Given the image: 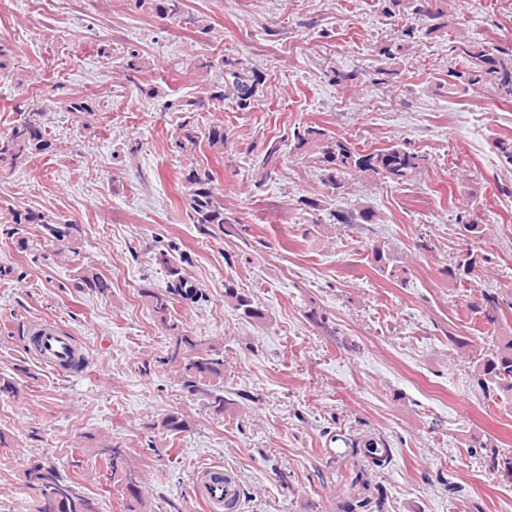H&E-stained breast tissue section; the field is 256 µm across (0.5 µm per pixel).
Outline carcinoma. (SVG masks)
Instances as JSON below:
<instances>
[{"label": "carcinoma", "instance_id": "cac0c4a2", "mask_svg": "<svg viewBox=\"0 0 512 512\" xmlns=\"http://www.w3.org/2000/svg\"><path fill=\"white\" fill-rule=\"evenodd\" d=\"M154 2V9L166 16L178 17L184 7L183 0ZM457 50L461 66L449 67L448 90L474 92L487 89L499 102L511 106L512 57L507 58L483 45L470 43L461 44ZM224 76L230 78L229 84L237 94L239 105L247 106L254 92V83L237 70L229 69ZM222 98L224 90L220 89L208 98L194 101L177 99L172 106L181 112H202L209 109L210 101ZM45 112L43 106L31 105L20 114L6 134L0 135V171L12 172L32 158L52 151L53 142L43 120ZM296 140L299 147L313 151L321 180L334 190L344 188L346 178L354 173L400 185L410 181L420 167L421 156L400 144L372 152L360 151L348 142L328 136L324 129L316 126L296 132ZM184 179L192 222L204 233L209 232L210 226L215 224L224 228V203L213 187L212 173L200 166L192 167L187 170ZM374 217V212L368 208L333 215L335 220L348 225L369 224ZM8 223L12 227L6 230V235L17 237L19 244L25 243L24 237L20 236L22 229L32 227L45 245L54 246L59 252L75 244L81 233L78 224L57 222L26 209L12 212ZM373 253L383 276L393 282L405 281L406 267L390 256L386 246L380 244L373 247ZM158 261L167 271L169 280L165 288L147 286L142 294L148 299L153 316L173 337L172 350L167 353L163 363L178 364L177 373L182 389L200 398L210 413L220 418L229 404V398L224 396V353L207 340L184 333L175 312L176 303L198 300L203 295L202 289L191 280L183 267L186 262L184 255L162 252ZM489 261L488 255L466 248L457 252L445 269V274L451 281L470 286L477 271ZM74 281L77 288H89L103 296L110 293L105 278L86 267L77 268ZM224 297L236 309L243 311L246 317L262 318L258 307L254 306L248 295L239 291L234 282L224 284ZM472 307L484 315L487 324L498 323L500 305L494 296L478 295ZM471 363L480 386L488 391V396L512 407V336L495 337L489 347L472 354ZM157 428L164 433L177 435L187 431L189 425L182 414L173 411L157 424ZM347 445L351 448V455H360L375 467L385 465L390 459V449L383 441L351 439ZM481 449L484 450L482 458L485 468L512 483V451L503 452L486 444ZM96 455L106 465L112 486L127 493L130 500L143 504L142 478L128 462L126 449L112 442L97 448ZM25 477L28 486L39 492L42 506L37 512H46L44 505L48 503L55 504L56 512H100L98 499L85 493L78 483L63 476L59 467L51 461H31Z\"/></svg>", "mask_w": 512, "mask_h": 512}]
</instances>
